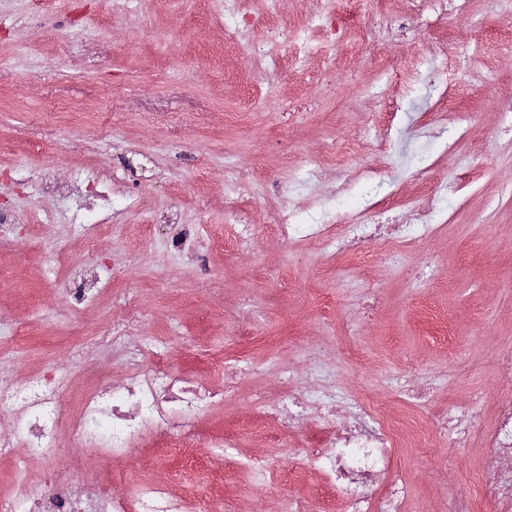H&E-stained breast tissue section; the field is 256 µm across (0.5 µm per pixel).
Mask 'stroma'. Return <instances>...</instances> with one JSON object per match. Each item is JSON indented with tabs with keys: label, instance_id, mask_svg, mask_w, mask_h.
<instances>
[{
	"label": "stroma",
	"instance_id": "1",
	"mask_svg": "<svg viewBox=\"0 0 512 512\" xmlns=\"http://www.w3.org/2000/svg\"><path fill=\"white\" fill-rule=\"evenodd\" d=\"M502 16L476 0L465 24L449 22L448 52L464 59L460 79L468 104L480 118L465 146V162L442 154L453 128L425 129L423 145L448 185L438 201L447 228L437 241L418 245L390 266L368 256L335 267L316 245L277 240L268 208L255 205L260 227L254 247L224 248V169L238 164L267 177L282 162L299 165L321 153L323 142L348 128L374 131L384 118L381 98L337 78L335 86L313 83L308 72L289 71L276 97L256 89L251 68L237 46L224 40V0H0V203L20 226L0 242V366L19 377L54 367L63 371L67 407L78 405L98 368L70 362L83 324L63 305L59 286L72 265L97 269L109 286L90 317L108 326L129 294L143 307L141 333L170 351L181 371L216 386L224 366L245 367L231 400L202 416L196 454L201 466L181 468L153 448L139 451L141 466L79 468L74 487L113 484L124 496L141 485L164 481L186 497L187 512H224L211 477L233 472L230 495L238 512H283L281 503L305 497L312 512H325L330 495L320 479L294 489L283 479L291 455L320 425L307 411L293 427L275 425L257 408L256 391L278 392L281 372L319 361L326 387L345 399H381L403 432L422 437L420 448L399 449L394 469L408 485L405 512H448V500L477 494L486 463L480 438L452 448L433 417L464 411L485 427L492 403L511 395L488 364L512 346V40L500 33ZM308 102L307 112L287 114L288 104ZM63 105L78 116L34 145L21 133L51 122ZM210 112L233 116L226 126L204 123ZM370 155L346 156L342 171L355 180L339 201L338 217L364 209L392 186L415 193L414 157L395 166L396 180L380 186L359 181ZM52 167L63 187L86 168L115 172L112 234L95 247L81 241L68 195H41L30 175ZM177 223L203 224L202 243L211 277L224 285V303L212 304L193 267L170 259L154 226L161 214ZM60 250L55 270L45 253ZM432 261L431 273L412 276ZM373 296L378 309L363 318L359 303ZM455 328L444 343L436 322ZM428 381L434 392L419 407L405 386ZM228 449H220V442ZM57 458L24 463L0 459V500L24 504Z\"/></svg>",
	"mask_w": 512,
	"mask_h": 512
}]
</instances>
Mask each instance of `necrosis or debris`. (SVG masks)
I'll return each instance as SVG.
<instances>
[{
    "instance_id": "1",
    "label": "necrosis or debris",
    "mask_w": 512,
    "mask_h": 512,
    "mask_svg": "<svg viewBox=\"0 0 512 512\" xmlns=\"http://www.w3.org/2000/svg\"><path fill=\"white\" fill-rule=\"evenodd\" d=\"M241 3L224 0V30L265 84L281 80L285 66L306 67L312 57L311 36L316 33L327 52L335 54L339 67L364 59L380 60L374 85L379 92L395 80L403 85L417 80L420 73L417 61L385 56L386 43L415 40L427 56L440 58L449 17L464 18L470 12V0H393L392 10H374L346 26L339 23L331 0H319L315 12L291 23L284 22L275 8L247 13ZM261 27L281 32L287 57L259 48L255 33ZM295 175L331 187L338 197L348 189L347 178L324 154L295 170H284L282 178L265 183L262 195L274 203L270 217L280 239L318 243L336 264L373 251L395 258L442 230L434 209H416L412 223L393 224L388 210L371 205L345 224L335 223L323 206L308 223H297L293 211L282 202L288 180ZM200 234L197 224L172 225L165 247L172 257L196 263L203 273L207 262L198 246ZM101 290L100 281H86L75 270L61 283L62 299L78 319ZM138 328L136 312L129 308L113 316L111 332L93 343L80 341L71 346V360L80 363L93 360L102 349L111 350L112 364L122 372L121 385L101 378L73 412L63 407V379L56 371L18 381L12 373L0 370V412H8L13 419L12 434L0 433V456L18 448L33 457L55 455L57 441L64 434L71 436L73 447L97 449L102 459L123 457L146 435L154 436L156 448L167 454H192L198 416L222 403L224 394L175 372L170 357L159 354L151 341L130 345ZM319 379L314 367L289 373L285 391L257 402L264 413L283 423H295L299 409L312 408L328 425L295 453L289 466L292 482L316 472L333 486L342 512H403L406 489L393 472L395 450L402 442L397 430L386 421L378 401L369 397L362 398L351 415L339 417V396ZM484 446L490 456L512 458V398L495 404ZM74 470L70 463L45 474L40 489L29 498L28 512H186L183 497L161 483L143 485L133 498L113 494L107 485H94L84 495H75ZM481 496L493 504L494 512H512V468L484 470Z\"/></svg>"
}]
</instances>
